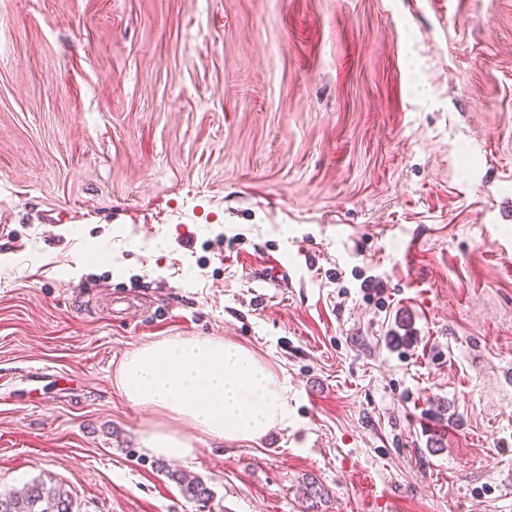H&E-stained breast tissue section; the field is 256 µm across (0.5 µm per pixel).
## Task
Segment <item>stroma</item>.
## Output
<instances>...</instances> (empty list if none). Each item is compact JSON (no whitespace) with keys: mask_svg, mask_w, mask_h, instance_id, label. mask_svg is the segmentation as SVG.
I'll return each instance as SVG.
<instances>
[{"mask_svg":"<svg viewBox=\"0 0 512 512\" xmlns=\"http://www.w3.org/2000/svg\"><path fill=\"white\" fill-rule=\"evenodd\" d=\"M1 224L0 492L512 512V0H0ZM191 336L287 425L144 455L120 363ZM171 477L176 479L182 493L192 500L207 502L212 497L211 489L197 477H191L185 473L180 475L172 473Z\"/></svg>","mask_w":512,"mask_h":512,"instance_id":"obj_1","label":"stroma"}]
</instances>
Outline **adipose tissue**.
<instances>
[{"label": "adipose tissue", "mask_w": 512, "mask_h": 512, "mask_svg": "<svg viewBox=\"0 0 512 512\" xmlns=\"http://www.w3.org/2000/svg\"><path fill=\"white\" fill-rule=\"evenodd\" d=\"M118 386L132 406L184 421L216 440L256 441L285 424L288 399L270 368L249 349L212 337L167 339L128 353ZM143 451L195 458L191 438L158 424L140 435Z\"/></svg>", "instance_id": "1"}]
</instances>
